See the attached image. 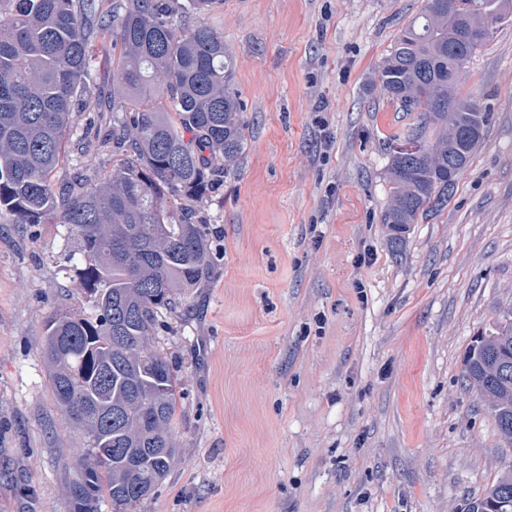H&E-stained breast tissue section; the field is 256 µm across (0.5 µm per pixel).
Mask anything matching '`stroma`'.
<instances>
[{
  "label": "stroma",
  "mask_w": 512,
  "mask_h": 512,
  "mask_svg": "<svg viewBox=\"0 0 512 512\" xmlns=\"http://www.w3.org/2000/svg\"><path fill=\"white\" fill-rule=\"evenodd\" d=\"M422 0H224L247 149L198 203L212 252L153 339L179 449L130 512H460L512 471L462 382L512 312V19L462 74L493 119L447 206L392 237L378 66ZM60 224L0 223V512H69L85 451L42 348L84 310Z\"/></svg>",
  "instance_id": "stroma-1"
}]
</instances>
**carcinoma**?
<instances>
[{"mask_svg": "<svg viewBox=\"0 0 512 512\" xmlns=\"http://www.w3.org/2000/svg\"><path fill=\"white\" fill-rule=\"evenodd\" d=\"M224 0H0V223L62 224L90 313L57 311L45 336L48 377L82 430V479L71 512L130 507L159 485L177 448L172 362L151 346L159 314L210 271L197 203L224 185L247 147L234 88L238 62L213 21ZM512 0H425L378 70L380 94L417 124L387 143L390 196L381 223L397 236L448 204V157L468 166L486 130L484 98L459 75L492 38ZM112 42V171L94 182L85 161L60 186L53 173L75 112H99L93 40ZM464 381L491 401L512 445V321L469 347ZM512 512V473L470 499Z\"/></svg>", "mask_w": 512, "mask_h": 512, "instance_id": "1", "label": "carcinoma"}]
</instances>
